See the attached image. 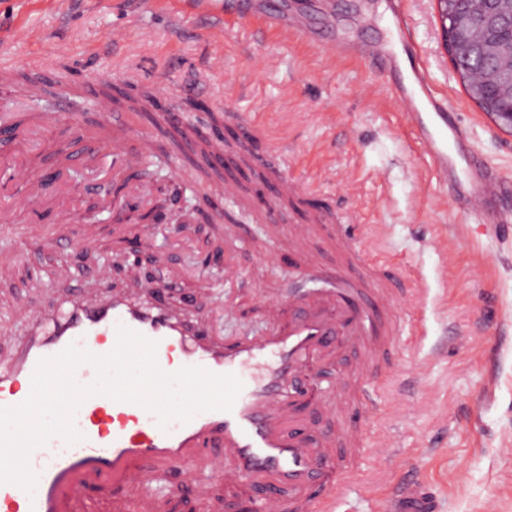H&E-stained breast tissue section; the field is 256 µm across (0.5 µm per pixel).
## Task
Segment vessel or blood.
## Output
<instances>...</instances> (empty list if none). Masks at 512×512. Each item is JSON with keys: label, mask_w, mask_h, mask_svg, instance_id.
Here are the masks:
<instances>
[{"label": "vessel or blood", "mask_w": 512, "mask_h": 512, "mask_svg": "<svg viewBox=\"0 0 512 512\" xmlns=\"http://www.w3.org/2000/svg\"><path fill=\"white\" fill-rule=\"evenodd\" d=\"M343 53L382 74L392 63L371 43ZM389 93L419 131L441 182L463 208L474 211L477 223L512 224L507 205L512 181L473 154L466 159L467 180H459L449 168L448 144L466 139L467 132L450 122L448 99L432 88L424 70L414 68L408 81L391 85ZM96 107L120 169L135 172L136 160L121 150L132 135L130 127L113 112L111 100H97ZM307 232L304 224L294 231L296 263L303 272L330 277L332 288L267 296L274 321L269 334L231 345L209 326L191 320L185 306L163 298L158 284H144L142 296L136 297L110 287L105 272L99 275L103 288L97 293H76L37 311L18 307L28 332L11 339L8 358L0 361V407L23 403L32 392L39 362L68 346L96 356L112 352L121 326L156 342V362L163 372L201 367L235 375L242 389L231 410L201 411L189 421L164 424L139 404L103 394L87 397L74 415L80 440L70 443L54 435L35 447L28 456L37 477L34 490L0 484V512H79L82 490L101 494L99 512H167L172 499L207 497L215 484L248 485L261 512H338L351 484L338 455L363 442L353 415L359 409H380L370 381L394 348L393 293L355 272L324 267L307 247ZM342 338L353 346L356 360L341 383L354 386L355 393L317 402L329 424L315 436L294 396L309 388L311 364H335ZM198 467L208 471V481L185 488L168 480L175 472ZM390 500L391 512H435L415 477L397 487Z\"/></svg>", "instance_id": "obj_1"}]
</instances>
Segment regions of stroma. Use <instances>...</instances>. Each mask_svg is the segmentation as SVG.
<instances>
[{
    "instance_id": "stroma-1",
    "label": "stroma",
    "mask_w": 512,
    "mask_h": 512,
    "mask_svg": "<svg viewBox=\"0 0 512 512\" xmlns=\"http://www.w3.org/2000/svg\"><path fill=\"white\" fill-rule=\"evenodd\" d=\"M322 0H250L256 18L228 22L219 14L188 8L179 0H0V36L27 27L29 43L10 45L12 73H31L41 91L18 90L13 111L18 136L0 144V171L25 167L29 176L57 172L63 190L58 201H38L0 222V254L14 256L10 273L0 277V358L5 340L18 335L16 306L40 308L47 298L88 287L112 265L120 236L109 222L95 170L111 161L112 148L89 133L100 121L94 105L102 84L136 95L165 82L172 104L189 114L199 100L210 106L201 135L223 133L241 120L258 123L262 135L247 141L253 155L271 169L259 198L279 226L289 231L324 214L313 224L310 242L324 263L340 256L332 234L352 233V245L365 253L374 272H393L401 282L394 298L403 355L387 369L390 384L380 394L384 414L365 419V447L347 452L342 462L355 475L342 512H373L407 469H417L438 512H482L495 499L499 512H512V235L492 224H478L456 210L417 133L409 128L384 89L385 76L354 58L336 54L341 44L370 42L398 57L406 52L398 37L392 0H336L334 15ZM404 19L416 61L433 88L452 105L450 119L469 133L466 150L512 179V131L482 112L455 75L444 51L434 0H404ZM281 9L296 33L282 38L260 17ZM224 29L216 47L204 34ZM128 40L113 48L114 28ZM263 59L255 69V59ZM81 98L60 110L61 85ZM137 149L141 136L157 139L158 151L140 161L146 183L176 179L190 168L189 152L162 135L148 113H127ZM63 142L64 157L54 145ZM308 185L291 203L277 197L279 178ZM96 206V237L75 267L70 249L58 247L53 226L66 208L70 227ZM217 223L207 225L212 248L226 262L197 268L188 248L177 249L140 231L149 253L168 256L154 275L172 287L169 298L192 295L197 315L213 332L234 340L268 332L266 295L291 288L322 290L328 281L299 277L283 258L289 238L271 240L264 214L247 196L226 195ZM454 251L455 268L432 243ZM488 276L474 277L475 261ZM40 271L41 291L31 289L28 265ZM233 317H225V307Z\"/></svg>"
}]
</instances>
